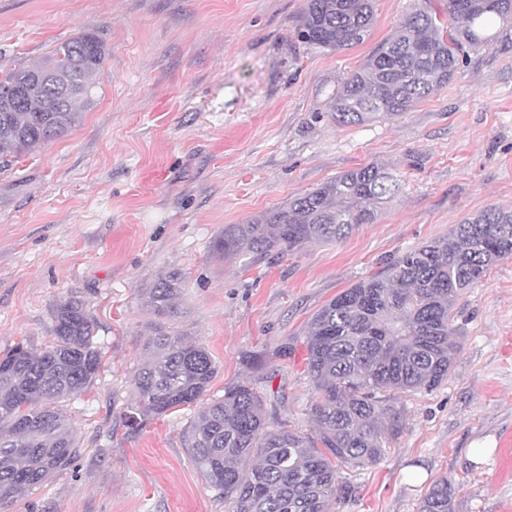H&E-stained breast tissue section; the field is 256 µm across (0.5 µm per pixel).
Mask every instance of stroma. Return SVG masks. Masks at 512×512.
Instances as JSON below:
<instances>
[{
	"label": "stroma",
	"instance_id": "obj_1",
	"mask_svg": "<svg viewBox=\"0 0 512 512\" xmlns=\"http://www.w3.org/2000/svg\"><path fill=\"white\" fill-rule=\"evenodd\" d=\"M305 0H0V78L88 31L107 55L94 103L66 137L0 171V353L53 340L52 311L79 297L102 366L61 404L80 457L7 512H230L184 445L187 408L131 432L122 413L155 325L142 287L178 271L166 329L204 343L217 372L206 399L277 375L271 422L310 429L307 324L393 256L448 235L488 206L512 209V24L410 112L339 127L337 88L360 70L414 0H373L362 45L337 52L294 35ZM371 162L405 185L344 241L224 260L211 251L243 224ZM457 359L430 392L397 395L388 453L352 472L336 512H418L429 485L459 488L456 512H512V257L454 310Z\"/></svg>",
	"mask_w": 512,
	"mask_h": 512
}]
</instances>
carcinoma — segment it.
<instances>
[{"label": "carcinoma", "instance_id": "1", "mask_svg": "<svg viewBox=\"0 0 512 512\" xmlns=\"http://www.w3.org/2000/svg\"><path fill=\"white\" fill-rule=\"evenodd\" d=\"M373 0H306L298 38L330 51L363 44L375 17ZM512 20V0H415L413 10L364 67L346 79L329 105L338 126L410 111L456 76L471 50L486 45L483 27ZM103 41L84 33L48 57L0 81V169L38 145L71 133L91 104L93 77L105 59ZM52 71L70 79L59 93L35 82ZM403 175L376 162L346 171L245 224H227L213 251L225 258L289 253L307 244H336L402 191ZM512 256V210L490 206L450 233L397 255L380 273L343 290L308 326L306 372L314 396L313 434L267 421L266 398L251 382L224 388L207 403L217 371L208 348L156 325L148 358L132 374L134 399L124 411L138 432L182 407L198 405L185 431L200 475L232 512H334L351 495L341 467L377 463L398 432L401 414L386 394L431 391L448 379L458 346L453 312L464 291ZM163 317L182 294L169 272L141 289ZM54 341L19 344L0 357V509L67 470L79 456L74 426L60 403L91 390L102 364L96 325L82 301L65 297L53 310ZM458 487L436 480L419 512H455Z\"/></svg>", "mask_w": 512, "mask_h": 512}]
</instances>
